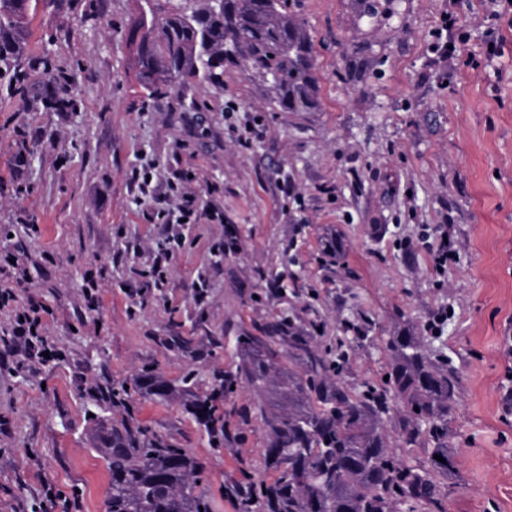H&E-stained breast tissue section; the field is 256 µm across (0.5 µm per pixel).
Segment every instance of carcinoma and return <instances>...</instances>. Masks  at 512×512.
I'll use <instances>...</instances> for the list:
<instances>
[{
	"label": "carcinoma",
	"mask_w": 512,
	"mask_h": 512,
	"mask_svg": "<svg viewBox=\"0 0 512 512\" xmlns=\"http://www.w3.org/2000/svg\"><path fill=\"white\" fill-rule=\"evenodd\" d=\"M128 33L136 44V78L158 97L188 78L224 86L232 66L262 84L272 112H311L318 76L311 38L288 10L289 0H136ZM31 0H0V79L23 53ZM239 373L260 400L266 426L265 467L271 482L241 492L239 512H407L437 503L439 483L451 469L448 414L459 392L455 370L440 366L421 337L401 328L388 337L390 371L385 386L349 391L317 337L283 317L238 337ZM234 379L224 375L212 390L187 396L185 408L208 428L224 421L218 401ZM166 397L173 389L159 376L136 380ZM98 402L121 414L99 438L110 491L107 512H210L196 493L197 462L189 453L135 423L121 390L106 386ZM402 414L399 441L414 447L428 427L438 474L400 462L388 448L384 424ZM445 459L440 462L435 456Z\"/></svg>",
	"instance_id": "carcinoma-1"
}]
</instances>
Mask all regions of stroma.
Segmentation results:
<instances>
[{"instance_id":"obj_1","label":"stroma","mask_w":512,"mask_h":512,"mask_svg":"<svg viewBox=\"0 0 512 512\" xmlns=\"http://www.w3.org/2000/svg\"><path fill=\"white\" fill-rule=\"evenodd\" d=\"M376 5L290 0L317 60L311 112L269 111L235 68L223 87L190 79L148 97L127 38L134 0L30 9L20 81H0V256L24 254L18 301L44 308L58 357L32 364L0 312V512H106L94 397L154 373L174 394L133 391L136 422L195 458L212 512H237L227 490L268 476L257 400L238 382L216 439L178 392L190 375L206 393L239 366V336L294 314L320 348L350 340L341 377L357 394L383 386L387 336L422 335L460 388L452 491L421 512H512V0ZM447 15L443 62L431 46ZM179 190L196 195L197 223L158 220ZM445 227L457 257L438 276L426 239ZM441 307L443 333L427 335Z\"/></svg>"}]
</instances>
